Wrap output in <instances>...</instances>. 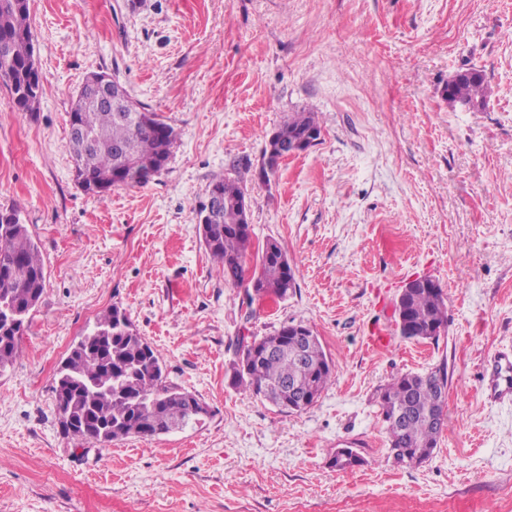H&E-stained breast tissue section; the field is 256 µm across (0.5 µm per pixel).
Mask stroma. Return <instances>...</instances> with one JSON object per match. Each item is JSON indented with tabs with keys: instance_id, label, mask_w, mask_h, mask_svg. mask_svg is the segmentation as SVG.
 I'll return each instance as SVG.
<instances>
[{
	"instance_id": "1",
	"label": "stroma",
	"mask_w": 512,
	"mask_h": 512,
	"mask_svg": "<svg viewBox=\"0 0 512 512\" xmlns=\"http://www.w3.org/2000/svg\"><path fill=\"white\" fill-rule=\"evenodd\" d=\"M40 107L0 87V210L37 240L46 287L22 356L0 373V512H512V404L481 393L484 358L512 344V0H29ZM483 70L485 105L449 106ZM116 77L176 133L143 186L85 193L72 100ZM320 143L263 174L289 113ZM247 190L253 246L298 271L251 310L199 233L213 181ZM428 276L447 295L438 340L397 330V296ZM156 348L170 383L210 416L107 448L68 436L54 375L112 306ZM312 328L332 358L317 402L288 413L229 379L243 336ZM391 341L376 350L373 327ZM447 365L450 425L433 456L398 465L378 395ZM359 466L339 470V449ZM448 104L455 107L471 109L482 107L487 98V84L482 70L468 69L456 73L449 81L444 90ZM469 103V104H466Z\"/></svg>"
}]
</instances>
